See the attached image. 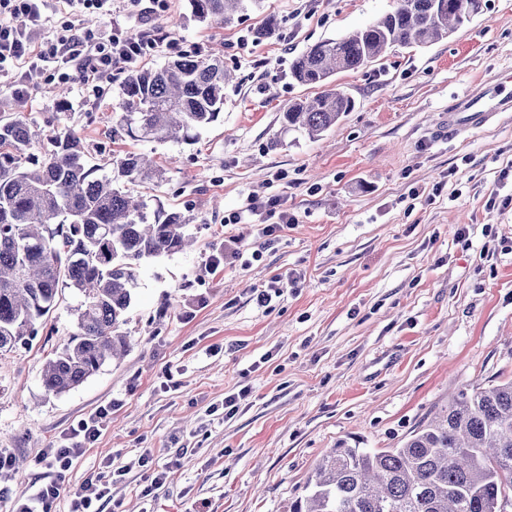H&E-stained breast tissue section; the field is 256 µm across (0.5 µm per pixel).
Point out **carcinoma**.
<instances>
[{
  "instance_id": "cac0c4a2",
  "label": "carcinoma",
  "mask_w": 512,
  "mask_h": 512,
  "mask_svg": "<svg viewBox=\"0 0 512 512\" xmlns=\"http://www.w3.org/2000/svg\"><path fill=\"white\" fill-rule=\"evenodd\" d=\"M262 0H191L201 23L224 25ZM482 10V0H395L392 11L298 55L291 77L318 85L310 100L283 111L284 123L311 137L354 108L338 72L358 70L394 47L448 38ZM231 72L216 55H179L155 68L125 70L112 133L132 141H190L224 117ZM21 118L0 121V358L44 328L72 288L76 332L50 352L43 384L67 392L129 347L122 331L145 259L183 250L182 212L149 213L130 184L162 178L142 153L127 150L97 167L71 129L56 132L43 157ZM293 512H506L512 502V379L460 392L399 447L369 450L341 443L313 468Z\"/></svg>"
}]
</instances>
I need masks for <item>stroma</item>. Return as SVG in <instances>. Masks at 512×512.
Listing matches in <instances>:
<instances>
[{
  "instance_id": "obj_1",
  "label": "stroma",
  "mask_w": 512,
  "mask_h": 512,
  "mask_svg": "<svg viewBox=\"0 0 512 512\" xmlns=\"http://www.w3.org/2000/svg\"><path fill=\"white\" fill-rule=\"evenodd\" d=\"M393 6L263 0L212 29L194 20L189 0L148 17L112 0L111 19L64 7L39 30L44 40L65 20L125 32L148 22L172 41L144 65L220 54L233 79L223 121L194 143L133 145L163 170L133 195L192 215L193 244L142 262L124 358L68 392L45 390L47 353L75 331L80 297L67 289L43 333L0 361V448L16 454L23 475L0 485V512L46 481L45 450L69 444L72 427L102 407L112 413L70 481L107 478L112 512H291L338 443L399 446L460 390L512 379V112L453 137L440 131L456 97L512 79V0H483L448 39L337 73L334 85L355 107L322 136L282 123L289 103L317 93L290 77L292 60ZM269 15L279 35L255 40ZM122 80L116 69L99 93L70 85L62 108L58 71L34 76L20 100L5 71L0 117H25L39 141L73 128L96 164L113 149ZM271 196L296 223L271 236L263 213L227 223L248 198ZM228 237L249 267L214 264ZM277 275L291 284L257 306L254 289ZM146 452L167 469L155 490L151 469L136 464Z\"/></svg>"
}]
</instances>
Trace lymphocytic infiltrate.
<instances>
[{"instance_id": "obj_1", "label": "lymphocytic infiltrate", "mask_w": 512, "mask_h": 512, "mask_svg": "<svg viewBox=\"0 0 512 512\" xmlns=\"http://www.w3.org/2000/svg\"><path fill=\"white\" fill-rule=\"evenodd\" d=\"M53 0H0V72L13 69L26 80L39 64L63 65V82L90 85L113 69L130 67L155 48L158 37L151 28L133 35L93 33L69 24L56 40L37 41L34 28L45 25L53 10ZM100 411L80 421L72 431L71 446L47 449L43 459L51 480L31 494L15 498L11 512H52L60 497L70 500L69 512H103L109 491L100 478L87 477L79 486H70L67 473L86 447L100 436L107 420Z\"/></svg>"}]
</instances>
